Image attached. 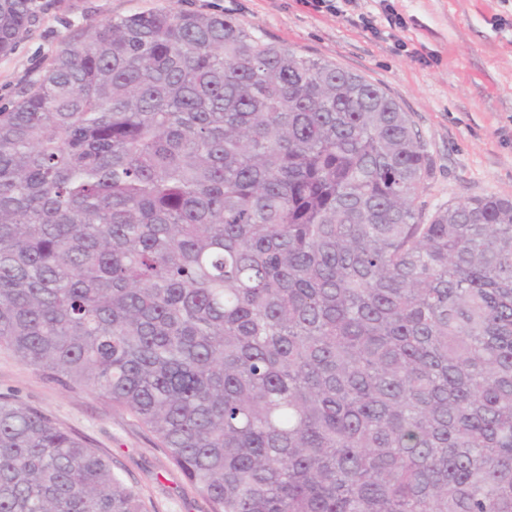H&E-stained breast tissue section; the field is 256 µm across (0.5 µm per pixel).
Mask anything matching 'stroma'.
I'll list each match as a JSON object with an SVG mask.
<instances>
[{
	"label": "stroma",
	"mask_w": 512,
	"mask_h": 512,
	"mask_svg": "<svg viewBox=\"0 0 512 512\" xmlns=\"http://www.w3.org/2000/svg\"><path fill=\"white\" fill-rule=\"evenodd\" d=\"M405 28L318 13L304 0H35V20L0 54V107L14 101L69 39L116 15L156 10L224 13L265 40L326 60L380 85L408 112L433 162L417 206L469 197H512V0H391ZM0 396L52 417L109 459L150 512H209L147 429L95 394L47 379L0 352Z\"/></svg>",
	"instance_id": "obj_1"
}]
</instances>
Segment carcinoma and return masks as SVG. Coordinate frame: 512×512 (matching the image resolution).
<instances>
[{
    "mask_svg": "<svg viewBox=\"0 0 512 512\" xmlns=\"http://www.w3.org/2000/svg\"><path fill=\"white\" fill-rule=\"evenodd\" d=\"M32 0H0V54ZM382 87L229 15L110 17L0 110V349L210 512H512V197L416 206ZM0 512H147L0 397Z\"/></svg>",
    "mask_w": 512,
    "mask_h": 512,
    "instance_id": "obj_1",
    "label": "carcinoma"
}]
</instances>
